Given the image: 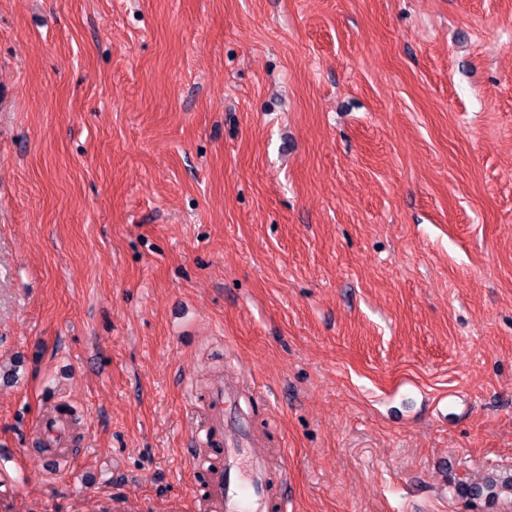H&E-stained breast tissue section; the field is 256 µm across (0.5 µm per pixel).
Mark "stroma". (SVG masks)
<instances>
[{
    "mask_svg": "<svg viewBox=\"0 0 512 512\" xmlns=\"http://www.w3.org/2000/svg\"><path fill=\"white\" fill-rule=\"evenodd\" d=\"M227 371L288 512H508L512 0H0V512H200Z\"/></svg>",
    "mask_w": 512,
    "mask_h": 512,
    "instance_id": "35a3bbf8",
    "label": "stroma"
}]
</instances>
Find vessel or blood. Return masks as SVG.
<instances>
[{
  "mask_svg": "<svg viewBox=\"0 0 512 512\" xmlns=\"http://www.w3.org/2000/svg\"><path fill=\"white\" fill-rule=\"evenodd\" d=\"M243 398L237 381L220 380L209 389V420L201 444L221 449L223 462L208 473L203 512H269L267 489L274 476L265 442L238 414Z\"/></svg>",
  "mask_w": 512,
  "mask_h": 512,
  "instance_id": "1",
  "label": "vessel or blood"
}]
</instances>
